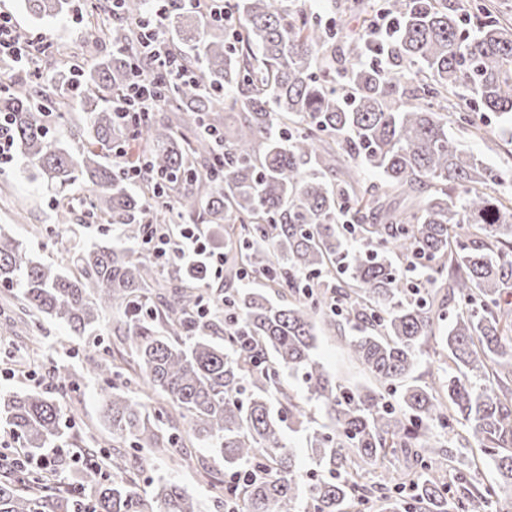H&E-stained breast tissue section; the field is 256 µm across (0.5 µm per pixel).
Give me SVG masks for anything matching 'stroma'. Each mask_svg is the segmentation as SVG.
Segmentation results:
<instances>
[{
	"mask_svg": "<svg viewBox=\"0 0 512 512\" xmlns=\"http://www.w3.org/2000/svg\"><path fill=\"white\" fill-rule=\"evenodd\" d=\"M85 0H70L68 13L42 19L33 17L24 0H0V9L13 16L19 30L28 36L40 37L49 45H70L82 30L81 18ZM487 133L479 137L462 127H451L450 135L469 153L493 170L507 173L502 192L512 195V122L494 115L484 118ZM53 191L27 170L23 158H15L11 167L0 171V224L6 234L17 238L35 260L68 269V249L87 247L119 233L109 224H95L79 218L64 225L60 231L62 243H48L45 228L50 214ZM93 348L89 339L72 335L68 327L55 324L49 337H28L25 346L13 341V332L0 317V392H21L33 388H49L48 370L53 364L69 366L79 374V388L73 399H61L63 445L67 448L90 446L94 450L112 453L114 444L101 421L99 381L86 373V357ZM317 359L328 372L341 382L365 384L369 378L353 362L338 333L321 332ZM178 451L174 448H147L137 454V487L150 492L159 481L178 483L192 494L200 512H214L213 492L207 479L192 467L175 465Z\"/></svg>",
	"mask_w": 512,
	"mask_h": 512,
	"instance_id": "obj_1",
	"label": "stroma"
}]
</instances>
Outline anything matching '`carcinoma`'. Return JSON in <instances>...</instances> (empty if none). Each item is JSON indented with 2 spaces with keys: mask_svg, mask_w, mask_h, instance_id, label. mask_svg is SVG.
<instances>
[{
  "mask_svg": "<svg viewBox=\"0 0 512 512\" xmlns=\"http://www.w3.org/2000/svg\"><path fill=\"white\" fill-rule=\"evenodd\" d=\"M37 18L69 0H25ZM81 40L112 50L77 67L62 56L21 70L0 87V116L12 146L55 190V223L83 193L86 214L121 228L123 243L93 244L69 257L76 273L30 259L0 232V286L22 330L66 324L94 336L103 313L124 311L119 335L130 359L98 350L89 372L106 384L102 418L129 448L171 443L172 413L188 438L241 473L245 512H492L512 494V199L488 192L501 178L455 144L448 126L485 129L478 107L512 119V25L484 0H343L345 14H383L395 31L385 64L370 29L309 12L296 0H236V30L184 10L181 0H121L118 17L96 20L89 0ZM159 27L198 81L158 82L136 50L140 27ZM151 80L162 111L120 118L113 102L135 70ZM183 112L182 130L166 112ZM235 114L215 123L213 113ZM75 128L78 146L49 136ZM382 176L364 186L340 176L336 149ZM135 179L139 189L131 190ZM210 225L224 248V285L250 272L293 302L261 289L211 294L194 313L211 273L201 263L162 264L144 240L165 224ZM362 244L355 247L350 239ZM427 272L413 288L406 270ZM165 323L170 335L158 334ZM345 325L353 359L372 379L345 385L316 359L318 332ZM224 333V344L211 340ZM440 364L430 382L405 380L429 343ZM316 403L314 425L285 377ZM62 392L76 373L53 366ZM145 386L166 407L147 412L125 388ZM62 409L47 393L0 394V423L25 449L27 467L0 463V512H196L180 485L141 495L126 455L106 472H77L60 455L47 472L33 465L62 437ZM306 433L308 456L324 476L299 468L284 430ZM477 444L496 470L490 485L458 468ZM407 462L403 481L361 482L364 465L388 455Z\"/></svg>",
  "mask_w": 512,
  "mask_h": 512,
  "instance_id": "carcinoma-1",
  "label": "carcinoma"
}]
</instances>
